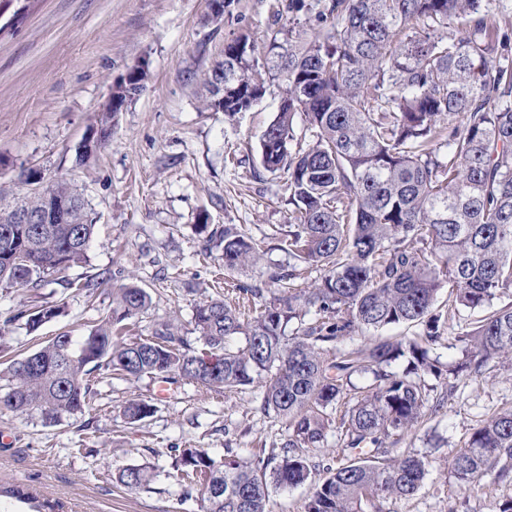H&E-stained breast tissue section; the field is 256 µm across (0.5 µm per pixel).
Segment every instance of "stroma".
Returning a JSON list of instances; mask_svg holds the SVG:
<instances>
[{
	"label": "stroma",
	"instance_id": "1",
	"mask_svg": "<svg viewBox=\"0 0 512 512\" xmlns=\"http://www.w3.org/2000/svg\"><path fill=\"white\" fill-rule=\"evenodd\" d=\"M284 2L234 0L216 19L209 0H31L25 18L0 31V191L22 193L20 175L34 168L45 181H71L96 216L83 263L37 289L0 288V319L22 307L64 308L37 330L11 326L0 363L63 332L89 335L125 282L152 297L147 311L124 321L120 334L129 342L170 319L193 336L195 306L230 283L269 287L270 265L288 261L281 245L292 207L288 176L263 169L259 139L280 105L276 64L289 36L309 40L326 30L320 0H307L308 10L284 29L277 17ZM241 34L256 46L266 94L231 120L202 111L205 89L194 77L223 58L225 40ZM144 62L145 91L117 115L97 156L77 163L76 149L113 83ZM203 215L209 229L241 225L265 251L264 264L225 271L221 248L208 246L199 230ZM89 282L97 283L95 293H87ZM90 380V408L60 424L0 412L1 485L56 502L59 512H202L199 500L184 496L172 448H206L220 461L230 447L251 460L278 453L286 435L281 422L259 411L251 388L216 393L182 379L103 371ZM138 399L154 411L132 424L123 408ZM510 409L512 359L490 361L483 376L458 378L447 407L394 445L393 455H417L428 472L414 495L383 503V512H498L512 499V478L491 474L466 487L450 464L474 428ZM134 465L153 467L147 486L120 482Z\"/></svg>",
	"mask_w": 512,
	"mask_h": 512
}]
</instances>
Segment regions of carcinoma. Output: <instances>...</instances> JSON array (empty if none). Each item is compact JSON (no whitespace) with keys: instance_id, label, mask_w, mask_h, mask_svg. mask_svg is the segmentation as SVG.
<instances>
[{"instance_id":"obj_1","label":"carcinoma","mask_w":512,"mask_h":512,"mask_svg":"<svg viewBox=\"0 0 512 512\" xmlns=\"http://www.w3.org/2000/svg\"><path fill=\"white\" fill-rule=\"evenodd\" d=\"M319 19L323 38L299 41L279 56L285 90L277 115L260 137L261 163L288 173L294 206L286 234L288 257L323 269L310 288L293 287L295 265L271 274L277 289L241 282L234 288L252 314L222 298L196 305V344L170 321L151 338L127 343L115 324L148 309L151 296L135 284L112 293V316L87 337H54L0 371V410L58 424L84 412L93 399L89 376L100 369L120 376L176 377L215 392L260 389V409L286 426L281 453L247 462L227 451L218 462L206 448H173L187 493L204 512H269L270 490L312 481L318 464L309 452L340 432L344 463L314 483L305 512H367L413 495L427 466L414 455L389 457L387 444L448 402L453 380L478 377L496 358L512 354V305L493 300L512 290V37L498 30L490 0H329ZM440 28L455 29L446 38ZM244 35L224 42V116L247 112L263 97L265 78ZM214 69L200 80L218 111ZM312 140L296 151L295 115ZM459 124L447 128L445 122ZM114 113L96 120L102 144ZM74 201L71 223L36 231L12 224L18 208L38 211L45 198L30 191L0 201V286L39 288L48 276L80 264L95 217L68 181L47 184ZM224 268L241 270L264 253L236 224L215 229ZM23 249L31 264L10 265ZM444 288L455 291L448 311L436 308ZM479 310L474 330L459 337L460 361L430 358L459 309ZM59 306L19 310L0 322L23 320L30 330L61 315ZM310 323L288 333L294 321ZM419 323L417 338L368 339L369 332ZM353 342L350 347L343 342ZM406 359L400 372L388 370ZM369 379L364 387L353 376ZM346 406L335 419L327 409ZM152 413L145 400L128 403L135 423ZM466 486L495 472L512 476V410L474 429L454 458ZM149 466L126 468L128 488L147 485ZM0 494L54 512L48 500L18 486Z\"/></svg>"}]
</instances>
